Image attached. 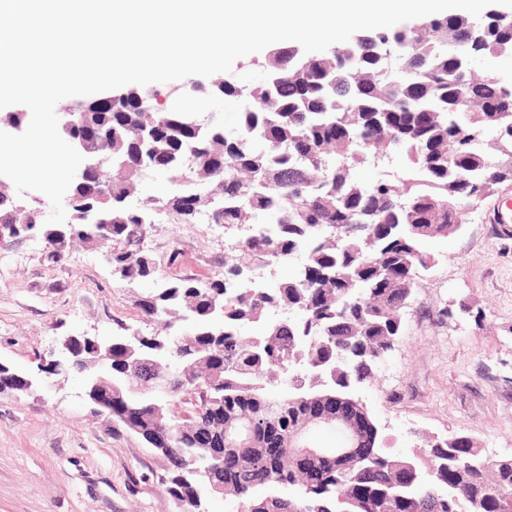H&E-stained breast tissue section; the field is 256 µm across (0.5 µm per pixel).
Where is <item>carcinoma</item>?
I'll return each instance as SVG.
<instances>
[{
	"label": "carcinoma",
	"instance_id": "1",
	"mask_svg": "<svg viewBox=\"0 0 512 512\" xmlns=\"http://www.w3.org/2000/svg\"><path fill=\"white\" fill-rule=\"evenodd\" d=\"M473 18L432 14L407 25L354 34L360 59L336 47L293 66L280 49L264 68L274 88L220 77L224 96L244 102L235 124L218 117L198 128L179 112H160L132 87L98 108L73 104L103 128L112 180L71 188L72 210L112 202V275L126 286L154 279L144 228L162 217L192 224L207 211L224 225V277L199 290L191 276L135 300L156 332L139 341L155 356L138 373L112 340V382L120 390L126 432L168 464L169 493L180 512H207L197 481L233 499L235 512H512V458L490 459L468 436L428 441L419 460L391 450L383 432L364 436L360 458L311 454L292 442L309 430L307 400L353 406L349 390L370 378L393 348L407 294L434 256L429 239L446 238L498 187L512 180V86L490 69L475 76L448 70L441 41L467 40ZM403 42L404 59L369 43ZM471 67L512 55V20L490 23L468 47ZM152 138L144 142L138 131ZM493 136L495 154L484 142ZM407 175L363 181L356 170L389 156ZM174 190L126 203L149 180ZM213 184L218 192L205 187ZM278 267L272 285L265 269ZM324 270L322 280L309 268ZM264 332L246 336L248 325ZM279 371L288 395L265 392ZM168 391H150L154 379ZM211 403L224 421L219 447L203 448L196 428ZM311 469L323 473L308 482ZM288 488L293 494H272Z\"/></svg>",
	"mask_w": 512,
	"mask_h": 512
}]
</instances>
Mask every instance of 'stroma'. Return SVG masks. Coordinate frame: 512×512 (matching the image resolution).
I'll list each match as a JSON object with an SVG mask.
<instances>
[{
  "mask_svg": "<svg viewBox=\"0 0 512 512\" xmlns=\"http://www.w3.org/2000/svg\"><path fill=\"white\" fill-rule=\"evenodd\" d=\"M512 184L454 235L426 243L436 264L410 299L402 331L355 392L396 451H425L451 433L512 456V236L492 217ZM145 245L162 276L224 275V236L204 224H154ZM181 263L168 266L171 252ZM135 289L112 275L104 248L74 242L48 260L41 242L0 246V363L41 377L65 337L153 331ZM165 460L92 411L79 373L27 395L0 392V512H176Z\"/></svg>",
  "mask_w": 512,
  "mask_h": 512,
  "instance_id": "stroma-1",
  "label": "stroma"
}]
</instances>
